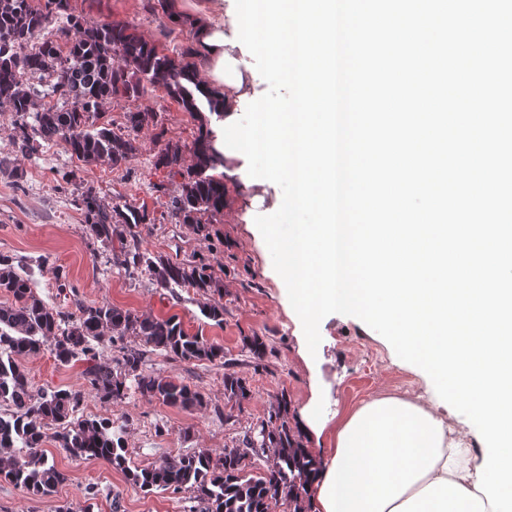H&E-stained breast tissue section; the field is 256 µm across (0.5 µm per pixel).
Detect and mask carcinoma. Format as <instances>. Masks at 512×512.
<instances>
[{
	"label": "carcinoma",
	"instance_id": "1",
	"mask_svg": "<svg viewBox=\"0 0 512 512\" xmlns=\"http://www.w3.org/2000/svg\"><path fill=\"white\" fill-rule=\"evenodd\" d=\"M66 19L54 31L49 25ZM195 55L188 46L178 59L164 54L138 34L129 22L104 20L85 26L70 12V0H0V105L16 117L12 145L25 155L44 142L64 144L71 158L85 164L107 162L120 168L137 151L139 133L162 126L160 113L137 105L148 87L160 86L187 112L199 111L195 91ZM43 79L46 90L31 83ZM129 102L122 126L114 127L107 104L116 98ZM185 164L181 145H159L155 167L181 179L178 194L169 201L178 224H211L224 216V154L209 134H200ZM78 206L89 235L112 240L120 224H144L147 214L135 207L108 206L88 185ZM127 268L152 272L157 286L195 288L207 293L219 287L206 270L187 263L153 261L130 250ZM0 478L24 488L33 497L54 494L66 474L48 462L42 448L48 437L71 456L100 461L126 473L142 490L189 489L205 512H309L301 490L310 484L320 462L305 448L302 436L288 420L286 396L276 398L268 418L242 445L227 446L218 460L204 452L179 454L132 470L122 437L112 431L109 417L80 418L84 394L62 388L35 392L22 360L48 351L66 365L86 361L88 390L106 401L127 398L130 390L171 407L200 406L203 397L191 385L143 369V352L125 348L116 363L97 359L92 342L110 335L112 342L133 336L144 344L183 360L215 361L224 347L191 334L174 316L139 315L110 303L77 304L73 320L47 305L35 292L30 275L14 257L0 254ZM133 380V386L127 381ZM224 396L238 405L248 400L246 379L224 374ZM267 457L265 472H249L254 459Z\"/></svg>",
	"mask_w": 512,
	"mask_h": 512
}]
</instances>
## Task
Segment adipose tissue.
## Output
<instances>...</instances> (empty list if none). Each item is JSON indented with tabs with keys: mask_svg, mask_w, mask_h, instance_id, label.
<instances>
[{
	"mask_svg": "<svg viewBox=\"0 0 512 512\" xmlns=\"http://www.w3.org/2000/svg\"><path fill=\"white\" fill-rule=\"evenodd\" d=\"M227 0H202L196 50L201 88L217 92L225 116L253 92L249 56L232 37ZM334 446L313 482L318 512H493L475 487L483 454L427 404L394 396L363 403L339 422Z\"/></svg>",
	"mask_w": 512,
	"mask_h": 512,
	"instance_id": "ef3b65f1",
	"label": "adipose tissue"
}]
</instances>
